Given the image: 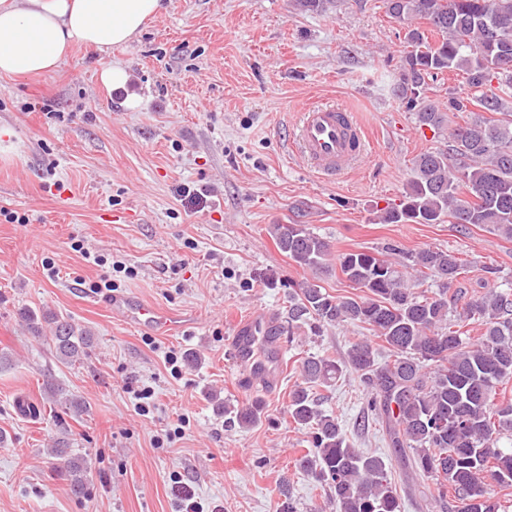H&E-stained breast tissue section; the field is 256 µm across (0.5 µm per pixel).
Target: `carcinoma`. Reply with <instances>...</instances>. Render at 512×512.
<instances>
[{
  "label": "carcinoma",
  "instance_id": "1",
  "mask_svg": "<svg viewBox=\"0 0 512 512\" xmlns=\"http://www.w3.org/2000/svg\"><path fill=\"white\" fill-rule=\"evenodd\" d=\"M399 21H426L440 35L434 43L420 28H408L412 51L402 60L393 94L419 125L445 130L446 115L425 95L428 79L460 70L477 92L448 99V111L477 106L492 117L477 115L449 132L443 150L427 151L414 161V175L397 205L380 209L385 224H442L464 232L490 225L512 236V109L500 93L512 89V0H386ZM277 249L305 271L329 268L332 247L305 224H273ZM420 278L431 275L441 288L431 295L411 288L396 263L382 253L349 251L336 256V267L363 290L355 297H335L305 280L288 282V328L302 325L319 333L341 323L370 327L386 344L391 359L381 363L364 340L350 344L346 360L307 356L298 366L301 382L288 393V416L308 434V448L296 468L329 490L336 512H400L399 495L389 467L379 456L351 446L339 421L325 413L313 389L336 385L349 367L375 390L372 405L388 414V434L411 477L433 480L442 496L451 495L457 512H500L488 492L486 476L512 486V401L498 399L512 381V289L466 297L448 290L465 273L455 253L423 248L408 254ZM460 307L449 318L448 300ZM47 337L55 357L72 364L81 359L92 337L54 314ZM484 326L474 341L463 338L465 322ZM229 422L250 428L261 421L263 403L223 407ZM65 436L54 441L50 455L63 460L61 476L76 495L83 494L87 462L70 451Z\"/></svg>",
  "mask_w": 512,
  "mask_h": 512
}]
</instances>
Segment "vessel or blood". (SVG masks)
Returning <instances> with one entry per match:
<instances>
[{"mask_svg": "<svg viewBox=\"0 0 512 512\" xmlns=\"http://www.w3.org/2000/svg\"><path fill=\"white\" fill-rule=\"evenodd\" d=\"M293 151L319 176L336 179L358 166L365 157L367 137L355 112L338 104H310L303 108L290 136ZM108 306L129 325L147 333L173 335L187 324L184 317L145 303L135 296H112ZM276 323L265 313L240 321L229 339L232 359L246 387L262 385L274 395L284 366Z\"/></svg>", "mask_w": 512, "mask_h": 512, "instance_id": "b4317fda", "label": "vessel or blood"}]
</instances>
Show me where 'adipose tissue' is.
<instances>
[{
	"label": "adipose tissue",
	"mask_w": 512,
	"mask_h": 512,
	"mask_svg": "<svg viewBox=\"0 0 512 512\" xmlns=\"http://www.w3.org/2000/svg\"><path fill=\"white\" fill-rule=\"evenodd\" d=\"M163 8V0H0V76L52 73L76 46L109 53Z\"/></svg>",
	"instance_id": "obj_1"
}]
</instances>
